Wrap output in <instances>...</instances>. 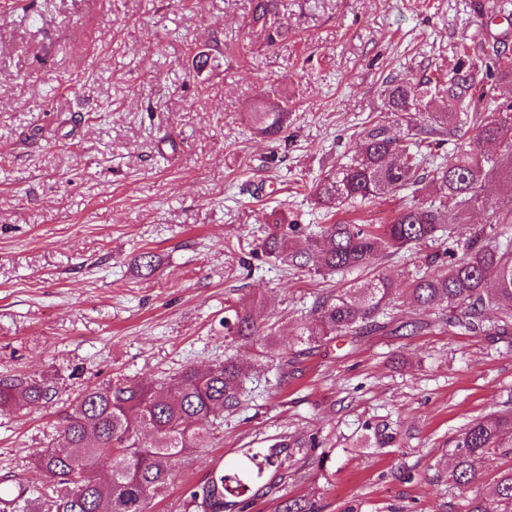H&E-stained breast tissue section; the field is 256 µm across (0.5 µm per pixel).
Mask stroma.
<instances>
[{
    "instance_id": "35a3bbf8",
    "label": "stroma",
    "mask_w": 512,
    "mask_h": 512,
    "mask_svg": "<svg viewBox=\"0 0 512 512\" xmlns=\"http://www.w3.org/2000/svg\"><path fill=\"white\" fill-rule=\"evenodd\" d=\"M282 34L249 24L254 0H0V378H55L53 401L0 413V480L42 486L33 463L82 387L146 384L236 358L243 407L177 465L154 512H182L215 465L284 436L250 512L306 499L315 512H466L512 455L492 453L470 488L451 441L512 402V335L389 328L306 344L316 298L380 271H425L427 243L321 276L250 259L275 212L320 225L385 224L410 190L328 212L313 190L358 152L386 79L444 84L462 60L512 56V27L483 15L512 0H275ZM207 57L204 69L196 60ZM291 112L277 141L247 114L264 96ZM158 264L144 278L133 258ZM272 298L287 383L257 346L224 336V307Z\"/></svg>"
}]
</instances>
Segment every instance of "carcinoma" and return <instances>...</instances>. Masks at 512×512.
Returning <instances> with one entry per match:
<instances>
[{"instance_id": "cac0c4a2", "label": "carcinoma", "mask_w": 512, "mask_h": 512, "mask_svg": "<svg viewBox=\"0 0 512 512\" xmlns=\"http://www.w3.org/2000/svg\"><path fill=\"white\" fill-rule=\"evenodd\" d=\"M275 0H257L250 23L269 41L279 35L274 26ZM490 75L512 83V58L499 56ZM495 87L476 92L472 71L461 68L447 86H431L421 79L404 77L386 83L384 113L406 122L395 132L385 120L372 121L360 132L359 154L349 165L328 174L315 186L318 204L327 209L366 202L408 186L425 185L435 198L414 199L387 224H323L319 238L305 247L296 242L299 224L288 223L283 214L273 219L260 244L263 256L310 268L320 275L366 267L380 257L422 243L447 241L457 228L468 223L471 209L490 211L491 224L512 222V208L501 212L482 195L483 183L499 175L512 200V103L496 112L484 113L477 102ZM443 93L454 100L459 112H432L429 97ZM285 101L261 100L248 113L256 133L274 139L287 127ZM469 124L476 141L499 144L502 154L488 158L473 144L461 146L455 160L426 170L432 146L449 127ZM140 276L156 271L154 255L143 252L133 260ZM395 280L380 273L341 295L317 299L312 320L301 338L312 343L338 335L359 334L373 326L381 310L395 298ZM410 292L422 310L439 307L447 314L431 318L421 314L401 321L395 331L417 332L435 326L483 327V311L506 303L497 321L499 330L512 329V249L487 240L484 230L468 238L462 256L448 270L425 272L411 279ZM271 306L268 298H252L224 310V335L252 340L275 354L279 369L288 376V352L280 348L272 329H264L253 315L256 308ZM246 369L232 357L206 370L183 369L173 382L160 387L117 378L88 386L77 395L57 431L52 445L34 458L35 466L48 478L35 490L22 486L0 496V512H152V503L171 481L175 466L204 447L213 431L224 423V412L242 404ZM56 383L47 378L13 376L0 379V411L52 400ZM512 435V413L476 419L454 440L456 465L452 479L469 487L476 479V464L486 454L511 455L502 436ZM282 437L270 448L247 456V462L228 474L212 470L205 480L191 487L184 512H224L230 484L238 493L257 483L266 470L281 469L288 462ZM110 461L107 474L98 462ZM467 512H512V469L495 482L491 499H472Z\"/></svg>"}]
</instances>
